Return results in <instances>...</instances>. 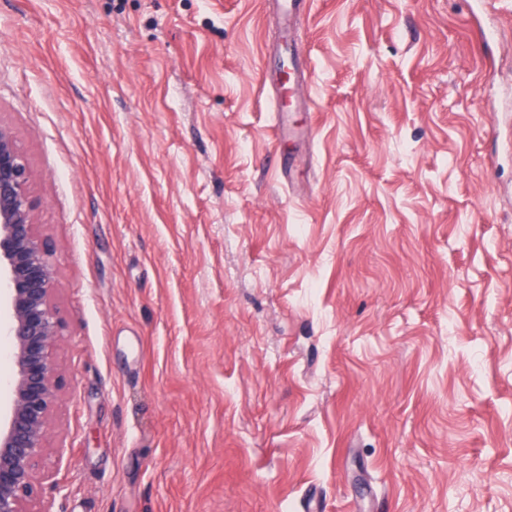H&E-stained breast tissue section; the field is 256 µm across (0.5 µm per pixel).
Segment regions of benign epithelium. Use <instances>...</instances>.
Segmentation results:
<instances>
[{
  "instance_id": "obj_1",
  "label": "benign epithelium",
  "mask_w": 512,
  "mask_h": 512,
  "mask_svg": "<svg viewBox=\"0 0 512 512\" xmlns=\"http://www.w3.org/2000/svg\"><path fill=\"white\" fill-rule=\"evenodd\" d=\"M33 178L13 130L0 122V302L10 313L12 365L8 423L0 427V512H37L38 461L61 389L57 273L35 224Z\"/></svg>"
}]
</instances>
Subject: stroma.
Segmentation results:
<instances>
[{
  "mask_svg": "<svg viewBox=\"0 0 512 512\" xmlns=\"http://www.w3.org/2000/svg\"><path fill=\"white\" fill-rule=\"evenodd\" d=\"M267 3L0 0L61 321L38 512H512V0H310L279 142Z\"/></svg>",
  "mask_w": 512,
  "mask_h": 512,
  "instance_id": "35a3bbf8",
  "label": "stroma"
}]
</instances>
